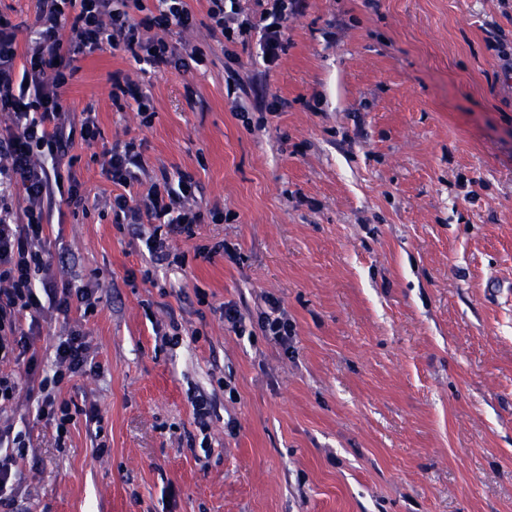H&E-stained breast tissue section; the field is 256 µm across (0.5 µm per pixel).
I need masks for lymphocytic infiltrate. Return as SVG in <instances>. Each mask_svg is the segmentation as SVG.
Returning a JSON list of instances; mask_svg holds the SVG:
<instances>
[{
	"label": "lymphocytic infiltrate",
	"mask_w": 512,
	"mask_h": 512,
	"mask_svg": "<svg viewBox=\"0 0 512 512\" xmlns=\"http://www.w3.org/2000/svg\"><path fill=\"white\" fill-rule=\"evenodd\" d=\"M210 28L224 39V53L235 60V48L259 37L266 66H275L288 48V18L299 0H269L259 14L244 12L239 0H207ZM196 18L187 0H39L36 21L26 45L18 28L0 15V512H13L16 487L24 480L19 463L27 455L8 409L20 402V378L39 385V419L64 428L71 421L68 403L56 390L64 379L94 371L90 345L80 327H69L55 345V370L40 377L35 335L26 322H37L45 310L69 316L72 309L92 312L93 288L58 284L45 248L46 221L57 188L60 162L68 159L75 140L94 141L99 129L93 107L72 125L65 105L79 57L109 45L123 50L153 71L178 68L182 57L200 63L197 46L175 48L168 37L191 30ZM142 157L135 141L113 146L105 173L116 189L109 206L115 217L133 224H156L151 257L170 255L168 239L193 237L197 224H219V209L202 212L195 203L197 183L187 173L176 185H152L147 195L134 194Z\"/></svg>",
	"instance_id": "obj_1"
}]
</instances>
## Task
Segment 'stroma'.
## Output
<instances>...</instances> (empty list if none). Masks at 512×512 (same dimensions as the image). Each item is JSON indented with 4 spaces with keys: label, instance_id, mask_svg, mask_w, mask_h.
Returning <instances> with one entry per match:
<instances>
[{
    "label": "stroma",
    "instance_id": "obj_1",
    "mask_svg": "<svg viewBox=\"0 0 512 512\" xmlns=\"http://www.w3.org/2000/svg\"><path fill=\"white\" fill-rule=\"evenodd\" d=\"M188 2L171 42L203 65L156 74L106 46L70 80L100 134L73 150L85 209L57 201L46 235L99 302L45 314L37 346L50 362L80 325L97 369L58 388L65 435L16 413L15 512H512V0H300L270 72L253 41L228 62ZM116 71L151 127L113 104ZM131 139L136 193L183 171L224 211L174 237L182 263L103 207L104 154ZM220 241L237 261L197 254ZM269 296L288 345L259 328ZM127 98L135 103L141 125L150 127L156 114L152 97L136 88L128 75L120 71L114 72L112 74V102L118 104L121 99L127 100Z\"/></svg>",
    "mask_w": 512,
    "mask_h": 512
}]
</instances>
